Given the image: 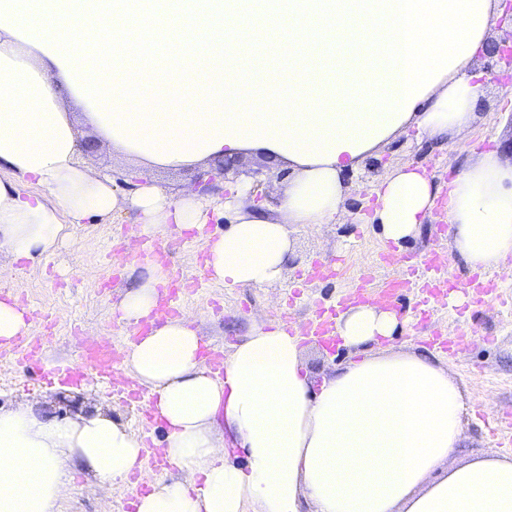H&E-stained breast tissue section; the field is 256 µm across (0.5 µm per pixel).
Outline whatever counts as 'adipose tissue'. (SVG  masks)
I'll use <instances>...</instances> for the list:
<instances>
[{"label":"adipose tissue","instance_id":"obj_1","mask_svg":"<svg viewBox=\"0 0 512 512\" xmlns=\"http://www.w3.org/2000/svg\"><path fill=\"white\" fill-rule=\"evenodd\" d=\"M475 57L417 100L407 123L442 141L474 119L480 92ZM91 126L112 152L157 169L155 156L111 141L41 49L0 29V255L32 260L53 252L71 224L131 211L130 239L171 229L204 231L205 195L173 197L155 178L119 195L111 175L80 159L79 127ZM383 122L359 155L302 164L281 157L291 176L277 218L236 196L224 233L206 240L209 277L225 287L279 282L293 254L290 226L335 223L346 173L386 144ZM448 193L452 247L472 270L512 260V158L495 149L464 165L440 188L421 165L392 170L377 189L375 220L385 240L403 245ZM162 265H146L117 307L125 325L149 319ZM399 328L395 311L350 307L336 334L354 358L322 377L305 362L300 334L269 322L234 344L223 377L199 356L189 319L153 325L127 342L123 369L154 398L163 456L181 476L151 482L136 512H512V456L482 455L449 464L472 404L466 390L426 351L381 347ZM142 437L95 413L69 420L34 407L0 410V512H57L74 473L115 483L142 468Z\"/></svg>","mask_w":512,"mask_h":512}]
</instances>
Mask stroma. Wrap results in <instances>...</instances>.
<instances>
[{
  "mask_svg": "<svg viewBox=\"0 0 512 512\" xmlns=\"http://www.w3.org/2000/svg\"><path fill=\"white\" fill-rule=\"evenodd\" d=\"M485 65V59H478L474 69L482 85L477 118L438 146L416 128H409L375 153V170L362 166L350 172L336 223L291 226L294 253L277 284L227 288L211 281L204 270V235L197 231L142 238L139 249L160 248L170 274L201 279L198 294L185 300L183 314L194 320L204 342L226 353L240 336L267 320L287 317L296 324L308 322L315 306L334 308L342 297L361 287L377 293L387 281L421 266L434 249L446 259L449 282L464 285L470 272L452 254L444 199H437L422 234L398 247L385 243L373 224L370 197L381 179L398 166L423 164L436 183L444 186L466 160L512 139V86L496 79ZM132 223V215L123 213L104 224H75L70 228L73 245L34 260L14 263L0 258V291L27 300L34 322L32 335L52 336L43 369L78 363L86 339L106 341L116 349L124 346L126 327L119 323L115 307L136 283L142 262L131 253L114 261L111 251L124 246ZM346 225L353 226V233H343ZM318 262L332 264L336 275L306 283L298 280L299 272ZM215 301L223 305L221 314L211 310ZM416 303L415 290L399 295L396 312L405 325L393 336V346L424 350L430 346L429 336L436 333L460 338L455 357L441 351L436 354L473 402L463 439L450 463L498 454L489 424L494 418L512 415V269L499 272L494 294L469 301L465 315H458L444 300L432 303L424 314ZM42 371H26L11 357H0V407L34 401L44 416L58 420L101 412L120 419L132 431H140L148 414L146 403L123 401L113 387L94 377L78 384L49 386ZM140 492V487L128 480L101 486L79 474L63 490L59 512H125Z\"/></svg>",
  "mask_w": 512,
  "mask_h": 512,
  "instance_id": "1",
  "label": "stroma"
}]
</instances>
